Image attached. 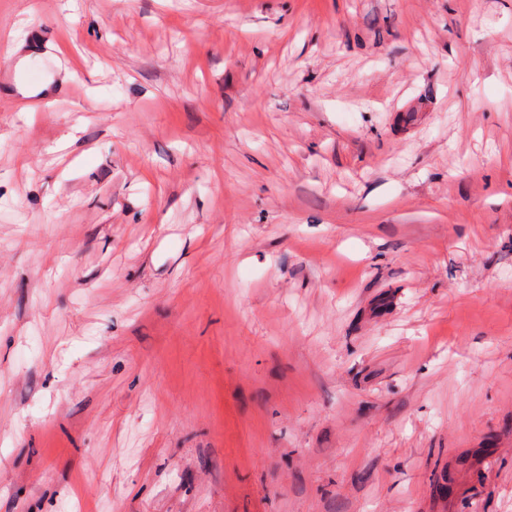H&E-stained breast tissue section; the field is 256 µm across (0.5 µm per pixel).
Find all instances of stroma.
Returning a JSON list of instances; mask_svg holds the SVG:
<instances>
[{
    "instance_id": "obj_1",
    "label": "stroma",
    "mask_w": 512,
    "mask_h": 512,
    "mask_svg": "<svg viewBox=\"0 0 512 512\" xmlns=\"http://www.w3.org/2000/svg\"><path fill=\"white\" fill-rule=\"evenodd\" d=\"M0 512H512V0H0Z\"/></svg>"
}]
</instances>
